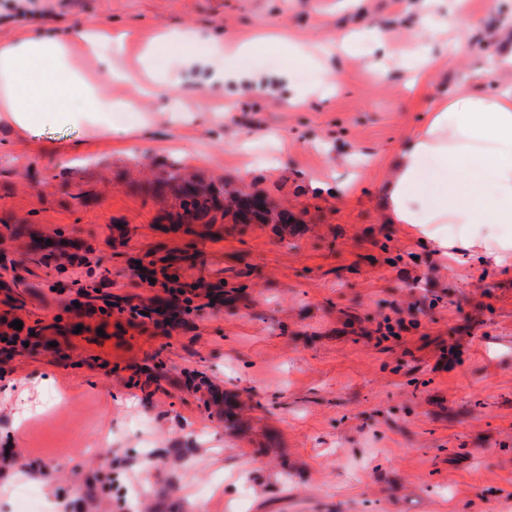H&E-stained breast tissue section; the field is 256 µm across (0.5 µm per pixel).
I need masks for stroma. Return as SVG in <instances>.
<instances>
[{"label": "stroma", "mask_w": 512, "mask_h": 512, "mask_svg": "<svg viewBox=\"0 0 512 512\" xmlns=\"http://www.w3.org/2000/svg\"><path fill=\"white\" fill-rule=\"evenodd\" d=\"M82 18L126 31L131 77L111 92L141 111L114 113L104 147L0 130V324L22 323L0 350V448L20 462L0 512L25 490L42 512H512V264L437 255L379 200L429 112L484 92L512 0L428 17L420 0H0V39ZM452 18L468 56L423 33ZM167 29L353 43L326 72L280 47L246 68L198 47L160 100L141 53ZM172 155L294 223L170 224L179 199L147 183ZM11 224L68 259L40 260ZM146 268L190 287L177 321L129 314L176 303Z\"/></svg>", "instance_id": "obj_1"}]
</instances>
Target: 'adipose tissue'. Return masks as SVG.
Listing matches in <instances>:
<instances>
[{
	"mask_svg": "<svg viewBox=\"0 0 512 512\" xmlns=\"http://www.w3.org/2000/svg\"><path fill=\"white\" fill-rule=\"evenodd\" d=\"M122 77L104 50L86 73L64 32L1 40L0 126L23 139L59 125L111 136L113 113L139 109L112 99ZM380 198L390 223L412 225L443 256L512 263V86L451 94L393 157Z\"/></svg>",
	"mask_w": 512,
	"mask_h": 512,
	"instance_id": "ef3b65f1",
	"label": "adipose tissue"
}]
</instances>
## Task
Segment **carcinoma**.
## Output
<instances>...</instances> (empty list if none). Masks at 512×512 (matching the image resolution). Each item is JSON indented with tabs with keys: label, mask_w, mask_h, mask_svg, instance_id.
<instances>
[{
	"label": "carcinoma",
	"mask_w": 512,
	"mask_h": 512,
	"mask_svg": "<svg viewBox=\"0 0 512 512\" xmlns=\"http://www.w3.org/2000/svg\"><path fill=\"white\" fill-rule=\"evenodd\" d=\"M149 191L156 195L167 191L179 195L181 211L171 216L174 224H194L204 220L210 224L215 220L211 213L221 208L211 186L186 174L184 164L174 157L166 163L164 175L150 183ZM224 194L226 207L235 208L234 215L238 222L259 220L264 223L289 224L293 221V215L286 209L274 205L264 209L254 208L252 194L227 187L224 188Z\"/></svg>",
	"instance_id": "cac0c4a2"
}]
</instances>
